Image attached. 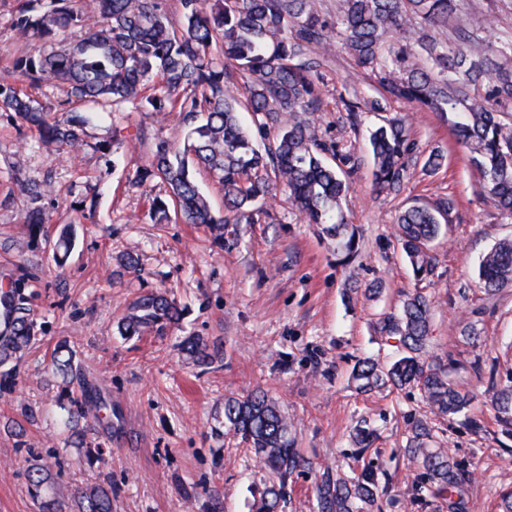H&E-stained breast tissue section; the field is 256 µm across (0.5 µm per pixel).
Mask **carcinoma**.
Wrapping results in <instances>:
<instances>
[{
  "label": "carcinoma",
  "instance_id": "1",
  "mask_svg": "<svg viewBox=\"0 0 512 512\" xmlns=\"http://www.w3.org/2000/svg\"><path fill=\"white\" fill-rule=\"evenodd\" d=\"M11 37L31 41L30 52L14 58L0 74V114L34 131L54 151L82 144L83 120L75 112L87 104L103 111L131 106L138 112L183 116V143L155 142L146 164L129 183L147 188L157 181L165 197L152 198L155 222L169 221V209L188 224L205 226L224 241V225L255 224L269 215L268 201L277 192L308 224L336 242L349 259L358 236L348 224L342 202L358 159L339 151L318 135L315 114L322 93L314 76L336 48V40L357 66L373 76L378 97L345 103L346 121L356 125L361 112H383L388 101L404 100L420 112L448 121L457 144L468 152L483 189L500 214L512 216V41L487 52L495 42L479 15L448 36V20L457 0H337L336 14L326 17L314 0H179L172 18L163 0H14ZM78 31L67 42L62 35ZM50 84L65 89L56 103L39 102L20 84ZM488 91L480 94V87ZM252 114L256 133L243 124ZM373 187L396 192L415 153L410 127L393 119L370 135ZM207 170L224 188V215H214L195 172ZM33 204L27 227L37 233L45 223L39 202L53 192L50 182L21 185ZM452 202L431 208L413 205L398 216L394 237L418 280L433 274L431 243L439 218ZM480 288L486 298L512 285V240L494 244L479 261ZM28 275L7 283L0 293V394L15 390L19 362L39 341L34 313L38 293L28 291ZM182 315L160 291L132 301L119 329L124 336H162ZM432 306L417 290L405 295L396 312L377 322L385 342H394L401 357L390 366L376 359L359 360L352 370L362 393L415 388L433 417L466 409L472 400L451 377L447 364L430 354ZM181 353L199 366L220 356V348L195 336L179 344ZM50 374L63 389L54 402L72 425L74 444L85 449L91 464H106L112 448V417L119 416L95 385L84 382L73 391L77 375L69 349L51 354ZM502 431L512 436V384L492 395ZM433 417H413L403 456L416 471L411 503L428 509L439 503L448 512H471L469 471L437 445ZM107 431L98 440L95 427ZM215 429L238 440L265 473L253 492L252 512H285L291 504L294 474L314 473L317 512H379L387 486L369 460L348 475L332 462H315L296 448L293 425L277 402L261 389L227 396L215 417ZM376 431L358 422L350 438L363 455ZM50 469L34 463L27 481L41 501L42 512H62L51 490ZM74 512H112V479L83 488L73 496Z\"/></svg>",
  "mask_w": 512,
  "mask_h": 512
}]
</instances>
